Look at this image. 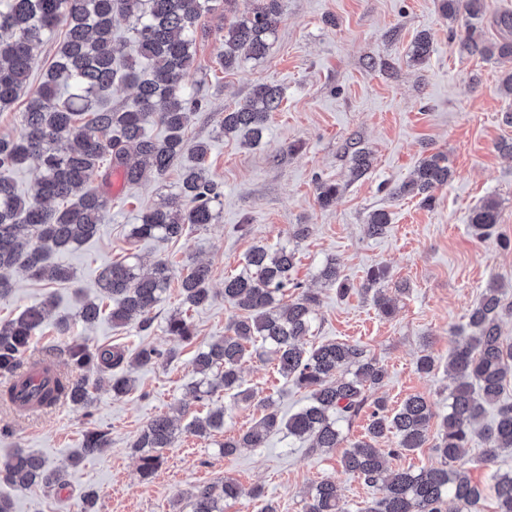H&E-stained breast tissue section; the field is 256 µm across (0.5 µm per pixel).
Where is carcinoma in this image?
Returning a JSON list of instances; mask_svg holds the SVG:
<instances>
[{"label": "carcinoma", "mask_w": 512, "mask_h": 512, "mask_svg": "<svg viewBox=\"0 0 512 512\" xmlns=\"http://www.w3.org/2000/svg\"><path fill=\"white\" fill-rule=\"evenodd\" d=\"M228 0H0V111L11 108L22 94L26 106L19 113V130L12 138H0V297L13 288V274L21 271L31 279L51 283L74 279L70 268L49 262L53 252H75L99 231L107 212V188L115 174L135 184L144 171L162 176L179 159L190 156L183 167L177 192L141 213L130 237L165 242L179 237L186 225L205 227L215 223V203L221 196L216 181L208 176L206 158L210 145L186 139L191 111L202 106L188 90L186 78L194 65L200 19L224 9ZM443 15L456 19L461 13L471 19L481 15V0H441ZM128 22L129 37H113V21ZM282 16V0H254L250 12L224 20V43L218 53L224 70L235 68L239 50L251 58L266 55L270 38ZM62 26L65 39L59 55L35 89L29 81L35 63L34 49L45 33ZM497 26L505 32L498 42L478 40L477 27L468 25L459 38L461 48L492 58L512 57V16L504 15ZM149 62L137 67L134 56ZM430 55V37L422 33L413 43L412 57ZM126 84L135 89L132 99L119 108L108 106L112 87ZM282 93L273 85L258 84L244 104L224 113L219 122L222 136H240L249 145L261 142L270 113L281 103ZM158 124L162 137H152L147 126ZM36 163L38 177L29 193L19 192L9 173ZM451 171L446 158L435 153L423 158L414 177L396 187V196L420 198L429 206L433 192L448 183ZM499 222L498 203L485 200L471 217L480 238L489 236ZM388 215L376 210L369 215L366 233L381 235ZM295 248L255 245L242 269L224 278V302L242 311L193 359L200 375L195 398L204 400L219 391L234 392L237 401L257 402L262 415L237 436L224 437L219 448L231 457L240 448H261L275 433L306 439L314 451L329 452L341 446L345 436L340 422H351L371 403L365 435L352 441L341 456L342 468L361 477L379 492L364 512H444L453 501L458 512H474L485 488L472 482L462 462V449L476 433L486 444V458L493 460L502 448H512V404L500 403L505 383L512 379V343L500 336L499 322L512 317V301L494 285L485 289L469 315L449 359L455 385L448 395V413L441 417L438 441L433 445L436 462L417 471L396 469L388 457L423 447L435 417L425 397L412 394L399 407L390 409L382 398H371L381 388L386 371L357 343L328 342L306 349L301 340L312 329L317 296L304 294L284 306L283 290L293 284ZM319 278L327 288L346 295L352 286L335 261L321 269ZM386 270H368L362 292L372 294L384 315L394 311V299L383 295ZM170 270L163 260L143 270L139 260L106 265L98 275V288L111 302L112 325L136 323L151 328L152 313L168 287ZM211 269L195 260L186 265L180 282L182 303L193 308L212 298ZM48 295L17 318L0 322V374L8 376L22 366L35 331L52 307ZM98 297L82 299L78 317L93 324L102 314ZM168 335L180 341L193 336L187 320L172 314L166 321ZM262 349L276 361L278 373L309 392V403L284 418L274 401L255 400L242 388V362L250 350ZM72 364L107 377L116 398L129 392L134 379L127 366H148L165 358L154 348H143L134 357L117 346L89 350L80 344L67 346ZM89 378L65 374L42 393L40 402L50 408L59 400L73 404L90 401ZM498 405L494 419L483 422L485 406ZM224 428V410L195 418L188 429L204 435ZM177 428L166 414L154 417L140 432L134 448L141 452L139 471L148 480L161 465V450L173 447ZM397 447L379 448L388 434ZM109 445L107 432L92 427L83 435L80 459ZM0 480L23 491L40 486L48 491L62 477L47 461L22 448L17 449ZM490 492L497 512H512V473H496ZM245 495L235 482L203 484L190 492L191 512H224V505ZM304 512H344L336 484L323 479L306 492Z\"/></svg>", "instance_id": "1"}]
</instances>
